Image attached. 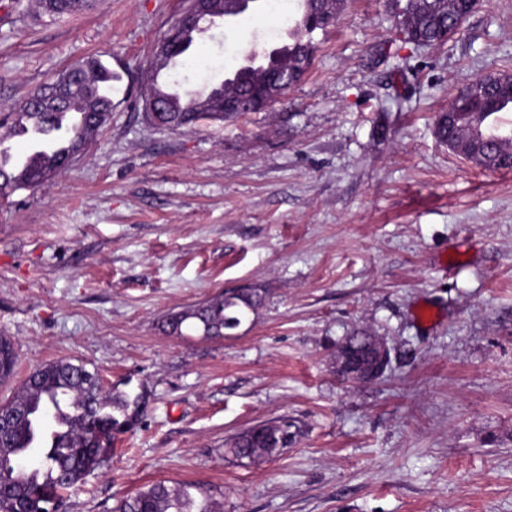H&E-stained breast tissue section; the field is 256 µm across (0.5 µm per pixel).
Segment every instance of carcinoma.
I'll return each mask as SVG.
<instances>
[{
  "instance_id": "1",
  "label": "carcinoma",
  "mask_w": 512,
  "mask_h": 512,
  "mask_svg": "<svg viewBox=\"0 0 512 512\" xmlns=\"http://www.w3.org/2000/svg\"><path fill=\"white\" fill-rule=\"evenodd\" d=\"M465 0H394V18L401 29H409L432 46L438 45L439 32L448 20L464 8ZM305 14L293 18L291 29L301 38L278 47L276 68L238 66L233 79L224 84V97H241L252 87L280 72L293 77L311 65L315 45L309 37L311 18L333 9L341 16L345 0H307ZM92 6V0H37L39 11L50 17L79 15ZM81 68L79 79L70 75ZM112 72L100 56L90 55L68 65L52 82L38 86L15 109L0 113V145L12 139L18 128L53 132L68 139L66 152L56 155L25 175L15 176L0 158V198L18 189L35 188L65 170V161L90 144L97 131L110 119L111 97L104 84ZM68 87L67 101L79 100L91 117L93 130L69 129L62 120L65 110L55 107V92ZM198 93H182L183 106L169 107L165 113L168 129L181 131L203 121L232 122L240 112L198 110ZM39 97L44 105L36 109L28 99ZM512 111V72L490 71L471 80L448 102V111L439 114L437 137L448 150L475 167L489 172L509 170L512 133L489 122L501 112ZM263 301L259 288H238L221 292L200 303L168 313L164 327L183 335L193 331L205 338H221L232 331L231 321L245 320ZM366 331L346 337L340 349L350 347L363 357ZM17 356L11 339L0 335V382L15 374ZM145 405L141 393H112L104 390L99 375L82 363L56 360L39 366L0 404V416L7 419L0 428V512H49V505H63L65 495L90 472L102 468L111 453L114 434L135 424ZM300 427L287 417L254 425L230 440L225 452L238 462L255 463L279 452L296 440ZM211 490L196 483L154 482L119 499L113 512H222Z\"/></svg>"
}]
</instances>
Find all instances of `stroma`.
Returning a JSON list of instances; mask_svg holds the SVG:
<instances>
[{
  "label": "stroma",
  "instance_id": "obj_1",
  "mask_svg": "<svg viewBox=\"0 0 512 512\" xmlns=\"http://www.w3.org/2000/svg\"><path fill=\"white\" fill-rule=\"evenodd\" d=\"M182 6L99 0L52 19L0 0V107L91 54L120 76L86 157L0 200L16 381L70 358L146 396L66 512H112L163 480L210 488L224 512H512V171H482L434 135L463 85L512 71V0H480L454 38L421 50L400 39L390 0H347L273 106L171 132L135 101ZM293 15L292 0H264L209 29L170 80H221L225 56L281 44ZM247 284L265 299L236 336L164 328ZM358 330L391 362L349 385L336 347ZM283 416L302 428L293 444L253 464L226 454Z\"/></svg>",
  "mask_w": 512,
  "mask_h": 512
}]
</instances>
